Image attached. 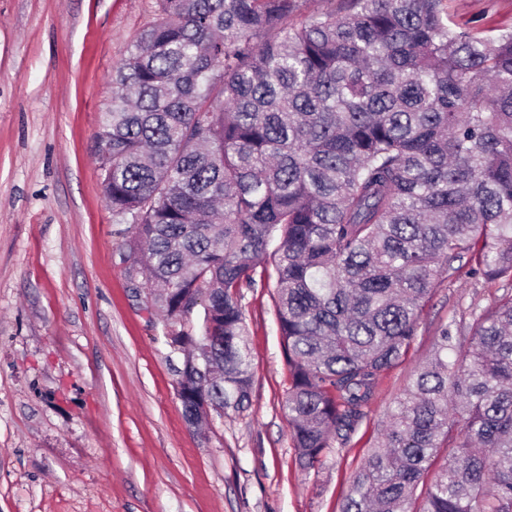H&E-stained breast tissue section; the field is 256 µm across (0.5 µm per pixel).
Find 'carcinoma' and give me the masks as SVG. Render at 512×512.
<instances>
[{
  "mask_svg": "<svg viewBox=\"0 0 512 512\" xmlns=\"http://www.w3.org/2000/svg\"><path fill=\"white\" fill-rule=\"evenodd\" d=\"M157 3L113 71L98 152L130 274L183 355L187 421L248 406L241 289L259 280L315 467L466 258L504 292L441 329L341 512H413L418 495L419 512H512V26L478 37L446 0Z\"/></svg>",
  "mask_w": 512,
  "mask_h": 512,
  "instance_id": "obj_1",
  "label": "carcinoma"
}]
</instances>
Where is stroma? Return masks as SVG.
Segmentation results:
<instances>
[{
  "label": "stroma",
  "instance_id": "35a3bbf8",
  "mask_svg": "<svg viewBox=\"0 0 512 512\" xmlns=\"http://www.w3.org/2000/svg\"><path fill=\"white\" fill-rule=\"evenodd\" d=\"M447 4L481 37L512 24V0ZM156 14V0H0V512H340L441 327L503 288L457 262L346 444L306 471L282 408L272 291L243 289L250 404L190 427L182 357L128 276L129 227L112 217L97 151L112 72Z\"/></svg>",
  "mask_w": 512,
  "mask_h": 512
}]
</instances>
